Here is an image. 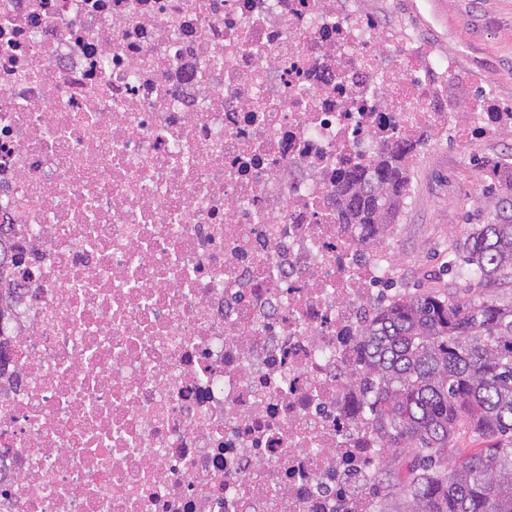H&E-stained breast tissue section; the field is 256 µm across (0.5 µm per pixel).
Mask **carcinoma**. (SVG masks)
Instances as JSON below:
<instances>
[{"instance_id":"1","label":"carcinoma","mask_w":512,"mask_h":512,"mask_svg":"<svg viewBox=\"0 0 512 512\" xmlns=\"http://www.w3.org/2000/svg\"><path fill=\"white\" fill-rule=\"evenodd\" d=\"M414 145L381 150L371 170L347 169L336 193L338 223L366 239L395 223L409 187ZM456 278L473 285L512 280V199L488 224L449 246ZM353 414H371L389 451L416 463L395 478L402 512H512V304L438 291L404 295L360 330ZM466 433L475 445L448 470L442 460Z\"/></svg>"}]
</instances>
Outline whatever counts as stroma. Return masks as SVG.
Segmentation results:
<instances>
[{"instance_id": "1", "label": "stroma", "mask_w": 512, "mask_h": 512, "mask_svg": "<svg viewBox=\"0 0 512 512\" xmlns=\"http://www.w3.org/2000/svg\"><path fill=\"white\" fill-rule=\"evenodd\" d=\"M411 18L454 53L456 79H480L504 111L512 110V0H414ZM413 157L398 218L396 272L386 291L469 296L468 284L448 272V247L512 198V141L478 139L462 152L438 143L416 149ZM412 460L408 448L386 456L369 486L391 512L400 501L389 495L387 475H407Z\"/></svg>"}]
</instances>
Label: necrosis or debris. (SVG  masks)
Returning a JSON list of instances; mask_svg holds the SVG:
<instances>
[{
  "instance_id": "necrosis-or-debris-1",
  "label": "necrosis or debris",
  "mask_w": 512,
  "mask_h": 512,
  "mask_svg": "<svg viewBox=\"0 0 512 512\" xmlns=\"http://www.w3.org/2000/svg\"><path fill=\"white\" fill-rule=\"evenodd\" d=\"M405 5L0 0V512H378L336 173L512 130Z\"/></svg>"
}]
</instances>
